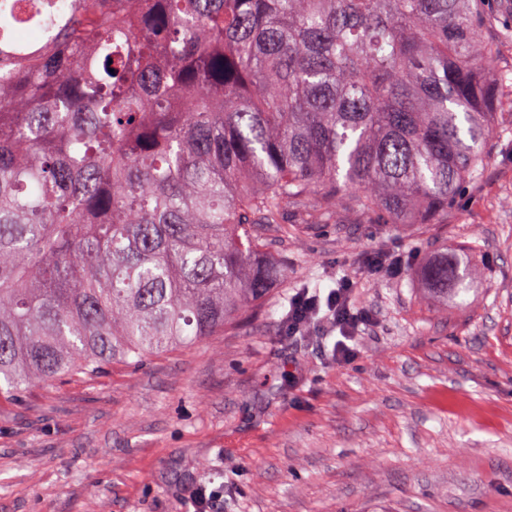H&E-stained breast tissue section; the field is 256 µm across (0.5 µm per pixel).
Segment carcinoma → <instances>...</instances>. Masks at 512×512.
<instances>
[{"label": "carcinoma", "mask_w": 512, "mask_h": 512, "mask_svg": "<svg viewBox=\"0 0 512 512\" xmlns=\"http://www.w3.org/2000/svg\"><path fill=\"white\" fill-rule=\"evenodd\" d=\"M492 25L483 0H0V387L224 331L289 223H445L512 121ZM421 276L469 292L446 253Z\"/></svg>", "instance_id": "cac0c4a2"}]
</instances>
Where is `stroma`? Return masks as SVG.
Segmentation results:
<instances>
[{
    "instance_id": "35a3bbf8",
    "label": "stroma",
    "mask_w": 512,
    "mask_h": 512,
    "mask_svg": "<svg viewBox=\"0 0 512 512\" xmlns=\"http://www.w3.org/2000/svg\"><path fill=\"white\" fill-rule=\"evenodd\" d=\"M492 77L512 110V0ZM402 253L396 279L366 273ZM470 267L465 298L420 278L439 252ZM283 277L263 307L188 348L97 376L0 395V512H512V127L444 224H376L338 210L269 249ZM355 283L373 320L336 363L333 337H288L287 297ZM292 383L281 387L279 377ZM405 260L400 254L377 252L367 255L366 266L370 275L399 277L404 270Z\"/></svg>"
}]
</instances>
